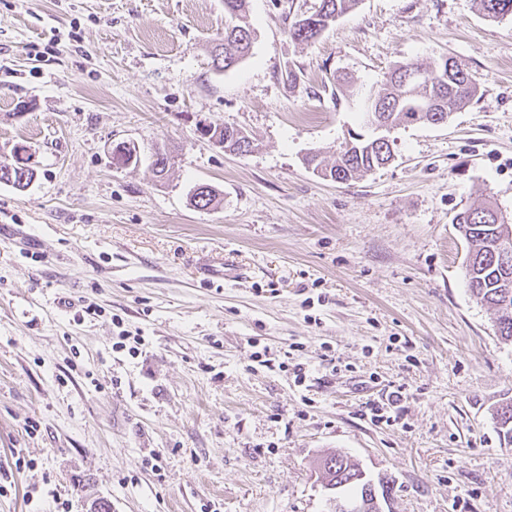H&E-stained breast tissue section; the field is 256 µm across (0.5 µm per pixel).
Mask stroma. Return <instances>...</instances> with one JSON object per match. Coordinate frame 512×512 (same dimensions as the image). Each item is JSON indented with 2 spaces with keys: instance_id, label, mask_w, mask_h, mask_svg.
I'll use <instances>...</instances> for the list:
<instances>
[{
  "instance_id": "1",
  "label": "stroma",
  "mask_w": 512,
  "mask_h": 512,
  "mask_svg": "<svg viewBox=\"0 0 512 512\" xmlns=\"http://www.w3.org/2000/svg\"><path fill=\"white\" fill-rule=\"evenodd\" d=\"M290 3L315 0H251V53L219 73L224 0H0V162L22 148L36 171L0 183V512H329L331 452L393 481L390 512H512V344L455 224L487 199L512 218V19L362 0L298 45ZM445 55L479 85L448 123L394 129V161L346 183L304 164L362 132L393 64ZM119 145L139 163L114 167ZM201 183L218 204L191 205ZM396 390L399 420L373 421ZM201 136H206L212 131L211 137L219 136L222 140L228 141V146L234 144L237 146L238 153H248L253 149L254 142L251 137L242 128L231 125L212 124L204 125L197 129ZM243 147V148H242Z\"/></svg>"
}]
</instances>
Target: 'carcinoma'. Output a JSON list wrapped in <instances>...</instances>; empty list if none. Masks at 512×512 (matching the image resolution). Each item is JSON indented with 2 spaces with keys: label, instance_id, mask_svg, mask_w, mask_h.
I'll return each instance as SVG.
<instances>
[{
  "label": "carcinoma",
  "instance_id": "carcinoma-1",
  "mask_svg": "<svg viewBox=\"0 0 512 512\" xmlns=\"http://www.w3.org/2000/svg\"><path fill=\"white\" fill-rule=\"evenodd\" d=\"M360 0H317L313 10L291 14L293 5H288L283 22L287 23L288 35L296 43L316 40L322 31L340 17L353 11ZM479 11L492 21L512 19V0H476ZM253 43V28L250 21L249 0H224V33L217 38L211 54L212 64L217 72L235 68L245 59ZM412 67L427 73L430 84L411 87L404 84L408 70ZM472 75L457 61L445 56L424 65L414 60L396 63L371 87L365 95L361 112L363 125L385 127L380 133L366 137L362 134L353 138L329 164L319 152L305 156L304 163L325 179L345 183L356 176L374 171L394 159V141L387 138L391 130L410 124L441 125L448 122L453 113L466 108L476 93L470 86ZM201 136L212 134L237 146L239 153H248L254 142L241 128L231 125L209 124L199 128ZM34 170L28 159L16 157L12 163L0 164V182L21 190L29 186ZM493 204L469 208L456 216L459 231L470 245L465 267V279L471 295L495 313L496 333L505 344H512V312L500 313L501 303L512 306V264L504 266L495 253L499 239L498 226L487 220ZM504 443L512 445V402L503 404L497 412ZM323 478L328 486L339 491L350 487L356 490L351 500L336 497L333 512L344 509L358 512H372L371 502L375 499L389 502L393 486L387 478L373 480L351 459L342 455H330L322 463Z\"/></svg>",
  "mask_w": 512,
  "mask_h": 512
}]
</instances>
